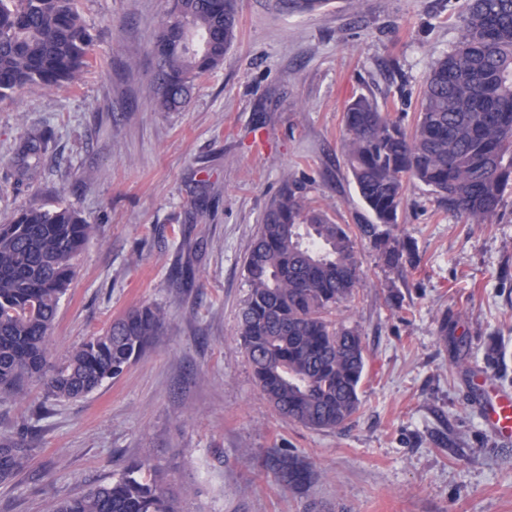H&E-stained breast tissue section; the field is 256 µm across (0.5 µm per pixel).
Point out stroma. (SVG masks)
<instances>
[{"label":"stroma","instance_id":"stroma-1","mask_svg":"<svg viewBox=\"0 0 512 512\" xmlns=\"http://www.w3.org/2000/svg\"><path fill=\"white\" fill-rule=\"evenodd\" d=\"M95 37L75 86L33 84L0 100V224L65 204L97 232L77 260L51 333V361L141 305L164 322L119 378L76 401L41 385L0 401V437L33 448L0 512H53L140 460L181 512H512V442L482 427L470 378L489 366L512 391V197L487 224L407 185L399 236L415 268L359 243L365 285L331 314L365 346L361 406L318 431L280 416L239 340L245 260L285 184L339 224L371 214L344 163L357 96L413 127L432 61L461 36L467 0H329L310 13L237 0L236 38L186 105L161 112L153 45L169 0H77ZM44 133L37 166L22 145ZM312 470L283 486L271 451Z\"/></svg>","mask_w":512,"mask_h":512}]
</instances>
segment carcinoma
I'll return each mask as SVG.
<instances>
[{
  "mask_svg": "<svg viewBox=\"0 0 512 512\" xmlns=\"http://www.w3.org/2000/svg\"><path fill=\"white\" fill-rule=\"evenodd\" d=\"M313 12L327 0H278ZM462 35L426 78L412 130L364 95L346 108L345 163L376 223H335L286 186L252 242L249 294L239 336L263 395L281 416L316 430L344 425L360 405L362 336L329 315L365 286L358 241L389 268L416 263L393 234L406 182L418 181L448 210L486 224L512 189V0H468ZM237 32L236 0H174L155 45L157 109L179 111L203 74L217 68ZM94 36L76 0H0V99L29 84L73 86L90 67ZM96 226L71 207L23 209L0 224V399L39 383L54 400H78L119 377L162 327L160 309L128 311L62 361L48 362L58 304L76 258ZM32 449L0 439V484L15 481ZM271 470L290 486L311 479L298 457L280 453ZM53 512H180L146 461L110 483L58 501Z\"/></svg>",
  "mask_w": 512,
  "mask_h": 512,
  "instance_id": "obj_1",
  "label": "carcinoma"
}]
</instances>
